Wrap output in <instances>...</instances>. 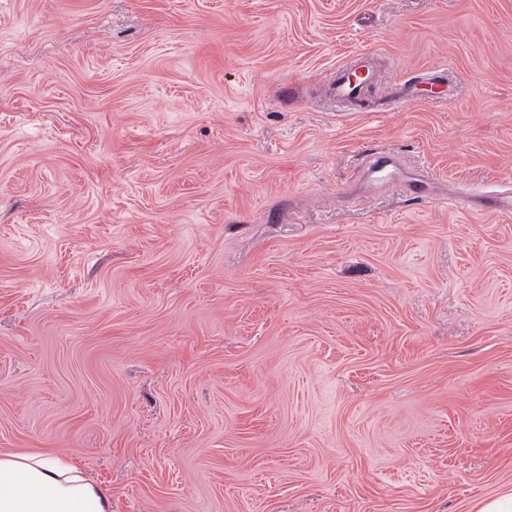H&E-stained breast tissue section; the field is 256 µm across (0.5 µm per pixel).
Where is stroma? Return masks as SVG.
<instances>
[{
  "mask_svg": "<svg viewBox=\"0 0 512 512\" xmlns=\"http://www.w3.org/2000/svg\"><path fill=\"white\" fill-rule=\"evenodd\" d=\"M507 184L512 0H0V453L112 512H475L512 491ZM355 71V73H353ZM377 77L376 59L371 52L357 53L348 64L331 73L324 84V93L332 101L352 103L358 101L364 88Z\"/></svg>",
  "mask_w": 512,
  "mask_h": 512,
  "instance_id": "stroma-1",
  "label": "stroma"
}]
</instances>
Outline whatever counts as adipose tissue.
I'll use <instances>...</instances> for the list:
<instances>
[{"label": "adipose tissue", "mask_w": 512, "mask_h": 512, "mask_svg": "<svg viewBox=\"0 0 512 512\" xmlns=\"http://www.w3.org/2000/svg\"><path fill=\"white\" fill-rule=\"evenodd\" d=\"M0 512H112V497L57 455L4 453Z\"/></svg>", "instance_id": "obj_1"}]
</instances>
